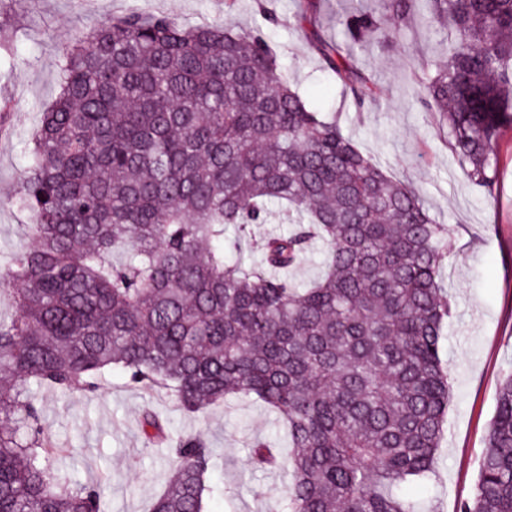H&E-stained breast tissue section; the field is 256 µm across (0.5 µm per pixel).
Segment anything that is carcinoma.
<instances>
[{
  "label": "carcinoma",
  "instance_id": "obj_1",
  "mask_svg": "<svg viewBox=\"0 0 512 512\" xmlns=\"http://www.w3.org/2000/svg\"><path fill=\"white\" fill-rule=\"evenodd\" d=\"M418 12L448 28L421 100L448 119L467 180L490 196L512 126V0H388L346 12L385 41ZM304 36L361 112L377 102L351 45ZM11 200L33 245L0 273V512H106L100 485L54 467L32 387L94 391L108 371L194 414L255 399L288 440L287 512H418L434 471L450 373L444 239L421 191L392 178L340 124L310 110L262 26H184L130 9L63 48L60 93L29 139ZM295 225L246 262L224 230ZM308 283L290 276L313 239ZM143 440L171 460L150 512H205L215 451L145 411ZM280 462L258 441L254 468ZM457 512H512V372L500 380L471 497Z\"/></svg>",
  "mask_w": 512,
  "mask_h": 512
}]
</instances>
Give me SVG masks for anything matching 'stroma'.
Segmentation results:
<instances>
[{"mask_svg":"<svg viewBox=\"0 0 512 512\" xmlns=\"http://www.w3.org/2000/svg\"><path fill=\"white\" fill-rule=\"evenodd\" d=\"M269 5L278 24H262L254 0H237L230 11L225 0H0V26L18 30L10 49L0 50V97H11L13 105L0 132V271L32 245L30 214L7 199L28 165L25 142L58 92L60 49L75 30L133 7L185 25H263L309 106L336 116L363 151L392 177L419 187L437 220L454 227L443 268L453 302L443 346L451 401L435 472L411 493L422 512H456L473 493L497 388L512 371V128L500 138L497 190L481 194L452 156L445 118L421 103L420 78L442 49V32L415 18L390 30L382 45L356 47V62L380 95L371 111L360 113L321 69L298 25L299 0ZM147 405L174 435H200L215 448L210 482L223 493L207 501L206 512H283L286 468L247 464L253 443L276 439L280 428L278 415L260 402L233 399L188 415L167 395L128 384L118 370L95 391L43 389L35 401L46 434L73 462L76 476L101 484L108 512H149L163 489L169 460L146 446L140 433Z\"/></svg>","mask_w":512,"mask_h":512,"instance_id":"35a3bbf8","label":"stroma"}]
</instances>
